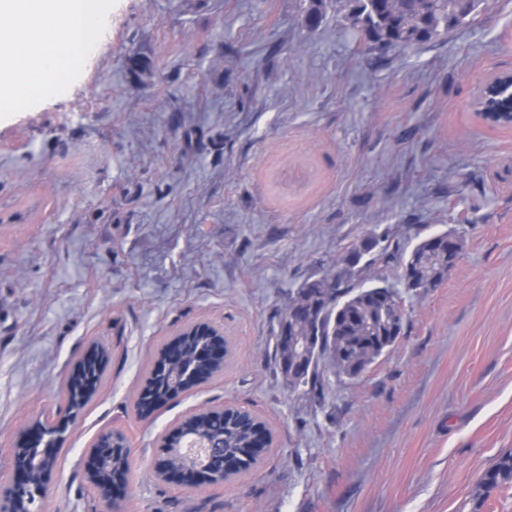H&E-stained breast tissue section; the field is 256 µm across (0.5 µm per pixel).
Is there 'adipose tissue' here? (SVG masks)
I'll use <instances>...</instances> for the list:
<instances>
[{"label":"adipose tissue","mask_w":512,"mask_h":512,"mask_svg":"<svg viewBox=\"0 0 512 512\" xmlns=\"http://www.w3.org/2000/svg\"><path fill=\"white\" fill-rule=\"evenodd\" d=\"M107 0H0V112L44 96L94 48Z\"/></svg>","instance_id":"obj_1"}]
</instances>
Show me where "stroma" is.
Segmentation results:
<instances>
[{
	"mask_svg": "<svg viewBox=\"0 0 512 512\" xmlns=\"http://www.w3.org/2000/svg\"><path fill=\"white\" fill-rule=\"evenodd\" d=\"M512 71V0L426 44L371 48L302 0H110L96 53L0 114V489L12 450L89 345L107 358L66 432L44 512H102L95 437L129 445L123 512H512L481 474L512 450V130L469 110ZM451 231L461 256L403 293L404 331L325 399L275 365L277 316L363 240L406 254ZM207 321L233 341L210 382L148 419L161 346ZM233 403L273 443L230 481L156 476L158 437Z\"/></svg>",
	"mask_w": 512,
	"mask_h": 512,
	"instance_id": "obj_1",
	"label": "stroma"
}]
</instances>
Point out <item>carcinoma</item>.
<instances>
[{"label": "carcinoma", "instance_id": "carcinoma-1", "mask_svg": "<svg viewBox=\"0 0 512 512\" xmlns=\"http://www.w3.org/2000/svg\"><path fill=\"white\" fill-rule=\"evenodd\" d=\"M308 29L317 28L325 18L326 0H303ZM336 12L344 13L354 32L365 42L378 48L411 46L437 40L473 19L483 0H335ZM448 233L426 237L414 252L400 258V283L406 291L427 290L442 283L446 276L426 258L448 253ZM360 257L336 262L323 276L308 280L300 287L297 298L319 308L312 323L299 320L278 327L275 360L291 350L298 336H313L326 352L336 347L339 375L357 378L401 336L403 331L402 298L391 285H366L367 267L359 265ZM220 329L206 325L192 336H175L159 351L162 366L151 369L146 380L156 391L162 382L178 375L187 391L222 371L216 367L207 375L200 374L196 361L199 353L218 338ZM315 363L305 378L293 384L316 403L323 401L324 374ZM257 421L247 412L211 411L185 423L194 433L224 448V455L241 453L238 472L249 470L256 460L249 455ZM483 497L512 487V451L501 454L483 472L479 480Z\"/></svg>", "mask_w": 512, "mask_h": 512}]
</instances>
